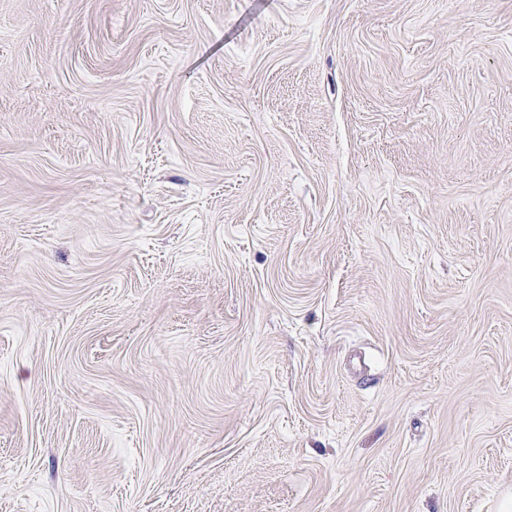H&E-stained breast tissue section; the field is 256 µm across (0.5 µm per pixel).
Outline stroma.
<instances>
[{
	"label": "stroma",
	"mask_w": 512,
	"mask_h": 512,
	"mask_svg": "<svg viewBox=\"0 0 512 512\" xmlns=\"http://www.w3.org/2000/svg\"><path fill=\"white\" fill-rule=\"evenodd\" d=\"M512 0H0V512H505Z\"/></svg>",
	"instance_id": "stroma-1"
}]
</instances>
